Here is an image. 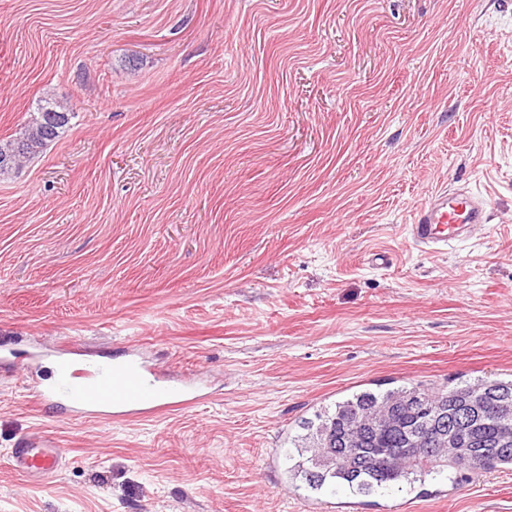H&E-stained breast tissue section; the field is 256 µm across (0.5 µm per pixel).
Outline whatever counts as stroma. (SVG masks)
Returning <instances> with one entry per match:
<instances>
[{
  "mask_svg": "<svg viewBox=\"0 0 512 512\" xmlns=\"http://www.w3.org/2000/svg\"><path fill=\"white\" fill-rule=\"evenodd\" d=\"M46 98L68 128L0 178V512H512V472L315 494L279 455L352 391L512 374V0H0V139ZM442 188L491 210L435 253ZM130 349L204 400L32 401ZM63 459V449L42 440H22L13 449L12 467L28 478L39 481L56 474Z\"/></svg>",
  "mask_w": 512,
  "mask_h": 512,
  "instance_id": "35a3bbf8",
  "label": "stroma"
}]
</instances>
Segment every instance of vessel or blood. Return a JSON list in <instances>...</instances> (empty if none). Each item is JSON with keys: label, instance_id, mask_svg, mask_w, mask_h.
<instances>
[{"label": "vessel or blood", "instance_id": "vessel-or-blood-1", "mask_svg": "<svg viewBox=\"0 0 512 512\" xmlns=\"http://www.w3.org/2000/svg\"><path fill=\"white\" fill-rule=\"evenodd\" d=\"M487 221L486 198L442 189L419 208L409 232L417 245L443 250ZM32 398L45 409H95L105 419L124 422L169 408L194 406L203 394L193 380L163 373L134 357L90 363L80 370L63 357L54 382L37 390ZM62 459L63 451L54 443L26 439L14 449L12 466L38 481L56 474Z\"/></svg>", "mask_w": 512, "mask_h": 512}]
</instances>
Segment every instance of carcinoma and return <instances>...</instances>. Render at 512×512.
Listing matches in <instances>:
<instances>
[{
    "instance_id": "obj_1",
    "label": "carcinoma",
    "mask_w": 512,
    "mask_h": 512,
    "mask_svg": "<svg viewBox=\"0 0 512 512\" xmlns=\"http://www.w3.org/2000/svg\"><path fill=\"white\" fill-rule=\"evenodd\" d=\"M71 118L60 103L40 101L19 137L0 140V177L42 153ZM465 413L458 451L434 443L440 422ZM381 414L392 427L376 433L367 422ZM299 428L303 433L282 451L291 485L301 481L319 494L345 488L355 496L411 494L428 480L455 486L469 474L512 471V377L361 390L301 419Z\"/></svg>"
}]
</instances>
